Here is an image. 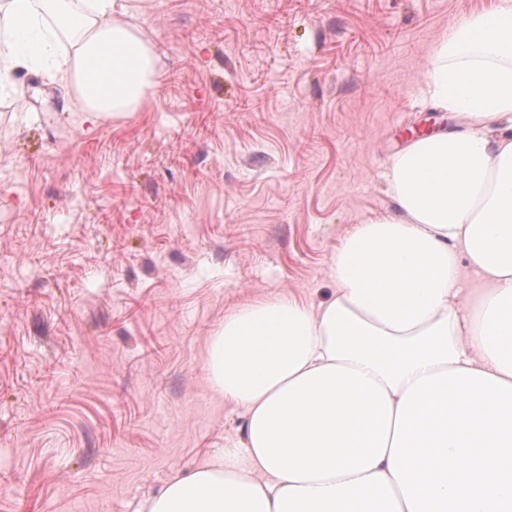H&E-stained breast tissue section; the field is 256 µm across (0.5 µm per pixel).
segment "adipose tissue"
Returning a JSON list of instances; mask_svg holds the SVG:
<instances>
[{"label":"adipose tissue","instance_id":"ef3b65f1","mask_svg":"<svg viewBox=\"0 0 512 512\" xmlns=\"http://www.w3.org/2000/svg\"><path fill=\"white\" fill-rule=\"evenodd\" d=\"M139 0H0V93L43 74L89 130L138 111L157 72ZM466 127L392 158L395 214L331 257L326 302L243 304L207 378L239 441L148 512H512V0L453 25L427 63Z\"/></svg>","mask_w":512,"mask_h":512}]
</instances>
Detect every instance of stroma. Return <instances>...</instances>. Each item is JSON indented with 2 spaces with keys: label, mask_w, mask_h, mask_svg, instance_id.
<instances>
[{
  "label": "stroma",
  "mask_w": 512,
  "mask_h": 512,
  "mask_svg": "<svg viewBox=\"0 0 512 512\" xmlns=\"http://www.w3.org/2000/svg\"><path fill=\"white\" fill-rule=\"evenodd\" d=\"M495 0H146L140 111L87 132L65 88L0 98V512H142L237 438L208 343L240 305L327 297L394 213L448 30Z\"/></svg>",
  "instance_id": "35a3bbf8"
}]
</instances>
